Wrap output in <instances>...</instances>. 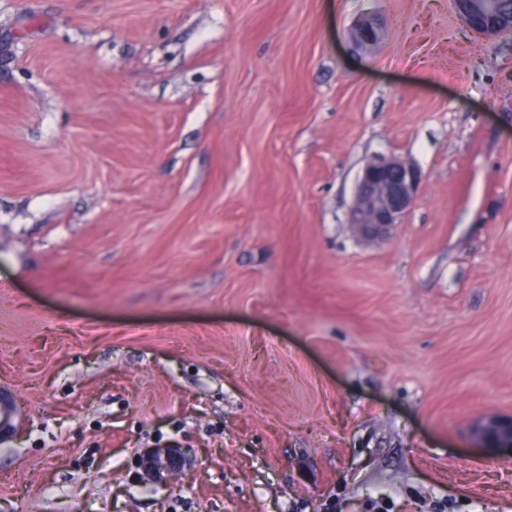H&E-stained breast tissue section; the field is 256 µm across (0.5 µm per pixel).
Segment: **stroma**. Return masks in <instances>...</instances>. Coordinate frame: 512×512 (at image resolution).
<instances>
[{
  "label": "stroma",
  "instance_id": "stroma-1",
  "mask_svg": "<svg viewBox=\"0 0 512 512\" xmlns=\"http://www.w3.org/2000/svg\"><path fill=\"white\" fill-rule=\"evenodd\" d=\"M376 155L421 184L368 244ZM0 389V512H512L471 433L512 416V34L450 0H0ZM419 184L418 172L399 157L368 160L358 178L349 214L353 232L367 240H389L404 224ZM22 422L23 414L16 403L0 391V439L15 433ZM150 472L159 481L172 484L182 479L183 470L177 458V451L157 448L151 453Z\"/></svg>",
  "mask_w": 512,
  "mask_h": 512
}]
</instances>
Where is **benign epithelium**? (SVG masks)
Returning a JSON list of instances; mask_svg holds the SVG:
<instances>
[{
    "instance_id": "7a95c632",
    "label": "benign epithelium",
    "mask_w": 512,
    "mask_h": 512,
    "mask_svg": "<svg viewBox=\"0 0 512 512\" xmlns=\"http://www.w3.org/2000/svg\"><path fill=\"white\" fill-rule=\"evenodd\" d=\"M452 4L472 33L482 37L512 34V11L499 8L495 0H452ZM355 39L360 45H369L377 41V29L371 22L363 23L356 28ZM419 184L418 172L396 156L368 160L358 178L349 214L353 232L367 240L390 239L411 210ZM22 422L23 414L16 403L0 392V439L15 433ZM472 432L483 444L512 449V418L478 420ZM150 465V472L160 481L172 484L182 479L175 450L155 449Z\"/></svg>"
}]
</instances>
